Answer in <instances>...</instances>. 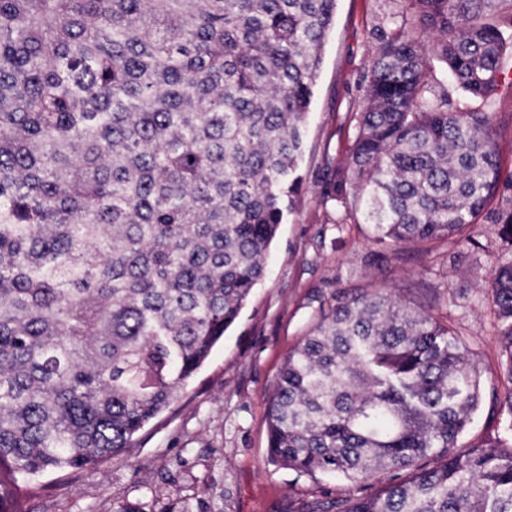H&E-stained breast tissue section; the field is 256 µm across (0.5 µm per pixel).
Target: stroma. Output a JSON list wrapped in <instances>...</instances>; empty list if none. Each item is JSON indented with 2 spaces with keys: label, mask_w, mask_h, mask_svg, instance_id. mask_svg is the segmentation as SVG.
I'll list each match as a JSON object with an SVG mask.
<instances>
[{
  "label": "stroma",
  "mask_w": 512,
  "mask_h": 512,
  "mask_svg": "<svg viewBox=\"0 0 512 512\" xmlns=\"http://www.w3.org/2000/svg\"><path fill=\"white\" fill-rule=\"evenodd\" d=\"M394 0H336L332 28L309 114L300 160L303 184L271 247L265 278L178 400L139 437L131 457L109 461L62 482L47 475L27 512H300L326 489L345 496L351 483L297 475L268 452V397L289 350L314 324L320 301L336 293L386 289L433 310L476 353L486 396L469 437L497 430L492 393H505L497 373L493 268L512 255L498 235V217L512 210V187L500 189L472 230V242L437 240L399 250L373 240L370 225L330 201L326 185L346 163L370 70L371 32ZM479 108L499 123L503 177L512 176V58L498 91Z\"/></svg>",
  "instance_id": "35a3bbf8"
}]
</instances>
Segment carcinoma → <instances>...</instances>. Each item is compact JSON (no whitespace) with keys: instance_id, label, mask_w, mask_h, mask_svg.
Listing matches in <instances>:
<instances>
[{"instance_id":"carcinoma-1","label":"carcinoma","mask_w":512,"mask_h":512,"mask_svg":"<svg viewBox=\"0 0 512 512\" xmlns=\"http://www.w3.org/2000/svg\"><path fill=\"white\" fill-rule=\"evenodd\" d=\"M326 196L396 248L468 231L512 0H398ZM336 0H0V512L130 455L236 322L296 202ZM512 419V259L493 272ZM462 335L374 289L319 304L268 400L269 457L357 485L304 512H512V436L464 439ZM387 482L371 484L378 475Z\"/></svg>"}]
</instances>
